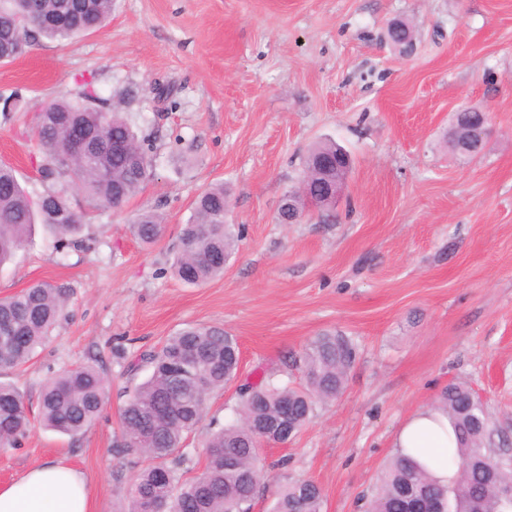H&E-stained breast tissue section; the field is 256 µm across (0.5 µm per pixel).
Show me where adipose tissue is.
I'll use <instances>...</instances> for the list:
<instances>
[{"label":"adipose tissue","mask_w":512,"mask_h":512,"mask_svg":"<svg viewBox=\"0 0 512 512\" xmlns=\"http://www.w3.org/2000/svg\"><path fill=\"white\" fill-rule=\"evenodd\" d=\"M395 444L399 454L414 458L439 483L453 477L448 450L455 445V433L440 411L429 407L414 413ZM0 512H93L86 476L63 459L29 467L0 487Z\"/></svg>","instance_id":"adipose-tissue-1"}]
</instances>
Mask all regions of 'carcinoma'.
Instances as JSON below:
<instances>
[{"instance_id":"carcinoma-1","label":"carcinoma","mask_w":512,"mask_h":512,"mask_svg":"<svg viewBox=\"0 0 512 512\" xmlns=\"http://www.w3.org/2000/svg\"><path fill=\"white\" fill-rule=\"evenodd\" d=\"M114 0H84L85 17L75 24L73 0H4L0 4V57L14 46L42 36L68 40L94 32L112 16ZM401 54L412 51L415 33L403 22L389 36ZM79 126L90 136L87 152L69 155V129ZM36 141L53 167L43 178L57 183L42 193L23 187L15 169L0 164V266L21 250L32 226L64 239L80 233L86 213L69 203V189L82 193L94 209L120 208L135 196L153 172V160L142 147L119 108L94 88L76 100L45 102L38 111ZM341 146L316 144L304 166L303 181L314 187L322 179L316 160L334 155ZM224 184L204 189L184 225L182 249L174 264L176 277L189 285L224 276V265L236 246L231 225L224 223ZM142 243H155L163 218L155 211L131 224ZM68 297L44 281L0 298V369L23 367L49 340L64 315ZM356 358L354 345L342 335H324L301 356L304 384L291 387L273 376L245 382L236 390L240 422L205 439L202 472L187 478L192 458L183 448L202 420L210 393L230 385L239 372L235 338L214 327H188L168 337L157 349L140 354L149 376L135 384L121 410L117 452L142 455L140 469L123 512H250L269 473L257 463L261 424L279 419L288 409V429L296 436L313 412L315 401L336 398L344 389ZM108 393L101 368L93 363L66 367L49 378L39 396L40 423L76 437L99 416ZM435 407L450 419L457 440L452 455L454 478L446 485L432 480L413 460L396 455L380 471L375 492L363 499L364 512H512V455L508 430L494 426L483 402L464 382H450ZM31 425L24 395L13 383L0 382V447L14 448ZM273 512H322V494L309 479L285 478L278 484Z\"/></svg>"}]
</instances>
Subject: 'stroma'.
<instances>
[{"label":"stroma","mask_w":512,"mask_h":512,"mask_svg":"<svg viewBox=\"0 0 512 512\" xmlns=\"http://www.w3.org/2000/svg\"><path fill=\"white\" fill-rule=\"evenodd\" d=\"M400 19L413 55L384 38ZM117 103L153 159V174L121 209L87 210L82 246L57 247L35 226L0 268V297L34 281L69 295L50 341L23 368L0 373L36 406L59 370L97 360L109 381L99 418L78 438L32 423L0 449V485L65 458L86 475L94 512H123L144 459L118 454L126 392L143 351L189 326L236 338L239 381L274 372L303 384L294 360L324 333L357 349L345 388L317 404L284 445L260 451L281 475L320 487L322 512H360L406 419L453 380L512 426V0H115L98 32L59 44L32 40L0 63V162L29 191L47 189L32 129L41 103L83 84ZM175 97H165L166 89ZM491 115L481 154L456 155L457 108ZM353 157L325 221L306 209L283 224L309 149L323 140ZM223 183L238 235L223 277L188 285L172 273L180 233L204 188ZM154 210L152 246L131 233ZM234 386L212 392L185 446L196 467L211 429L233 423ZM287 459V470L275 469Z\"/></svg>","instance_id":"35a3bbf8"}]
</instances>
